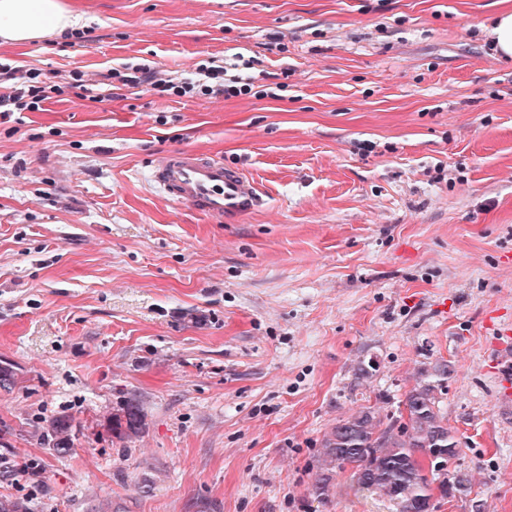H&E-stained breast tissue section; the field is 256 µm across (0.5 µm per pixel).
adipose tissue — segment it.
Wrapping results in <instances>:
<instances>
[{
  "mask_svg": "<svg viewBox=\"0 0 512 512\" xmlns=\"http://www.w3.org/2000/svg\"><path fill=\"white\" fill-rule=\"evenodd\" d=\"M87 24L67 0H0V47L49 41Z\"/></svg>",
  "mask_w": 512,
  "mask_h": 512,
  "instance_id": "adipose-tissue-1",
  "label": "adipose tissue"
}]
</instances>
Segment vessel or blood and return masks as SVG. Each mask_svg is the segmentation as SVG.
Here are the masks:
<instances>
[{"mask_svg": "<svg viewBox=\"0 0 512 512\" xmlns=\"http://www.w3.org/2000/svg\"><path fill=\"white\" fill-rule=\"evenodd\" d=\"M151 179L172 202L224 220L239 218L259 203L252 177L187 148H175L159 157L151 168Z\"/></svg>", "mask_w": 512, "mask_h": 512, "instance_id": "vessel-or-blood-1", "label": "vessel or blood"}]
</instances>
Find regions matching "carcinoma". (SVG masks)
Here are the masks:
<instances>
[{
	"instance_id": "1",
	"label": "carcinoma",
	"mask_w": 512,
	"mask_h": 512,
	"mask_svg": "<svg viewBox=\"0 0 512 512\" xmlns=\"http://www.w3.org/2000/svg\"><path fill=\"white\" fill-rule=\"evenodd\" d=\"M435 383L417 384L403 401L408 420L383 422L366 409L336 422L324 435L319 474L311 495L324 498L335 469L350 467L353 493L378 492L385 496L396 512H427L434 492L440 497L463 498L471 490L467 474L448 473V466L432 465L424 474L423 459L437 452L452 459L461 449L452 429L438 407L437 391L448 379V365L434 366ZM142 408L134 398L128 399L119 412L112 414V435L120 443L135 442L143 433ZM42 438L58 454L75 447L76 435L70 419L63 415L53 419ZM0 512H34L31 501L23 498H0Z\"/></svg>"
}]
</instances>
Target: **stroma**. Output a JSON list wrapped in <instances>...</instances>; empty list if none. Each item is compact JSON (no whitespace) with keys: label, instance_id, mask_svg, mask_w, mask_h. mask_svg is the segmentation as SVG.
Segmentation results:
<instances>
[{"label":"stroma","instance_id":"stroma-1","mask_svg":"<svg viewBox=\"0 0 512 512\" xmlns=\"http://www.w3.org/2000/svg\"><path fill=\"white\" fill-rule=\"evenodd\" d=\"M89 39L0 48L46 73L0 116V496L35 512H392L332 475L338 419L438 394L484 512H512V64L484 26L504 0H70ZM247 96L116 89L143 58L175 80L210 58ZM81 73L84 97L69 82ZM187 147L262 202L227 223L166 200L150 164ZM368 361V377L356 375ZM145 432L112 442L113 407ZM68 416L66 456L44 444ZM26 71V75H21L19 78L27 79L17 87L15 85L5 86L3 88L10 89L8 92L0 93V112H22L25 110L33 111L39 110L40 103L49 98L46 89H51V86L39 85L44 84V81H38L41 73L36 71ZM30 83V84H28Z\"/></svg>","mask_w":512,"mask_h":512}]
</instances>
